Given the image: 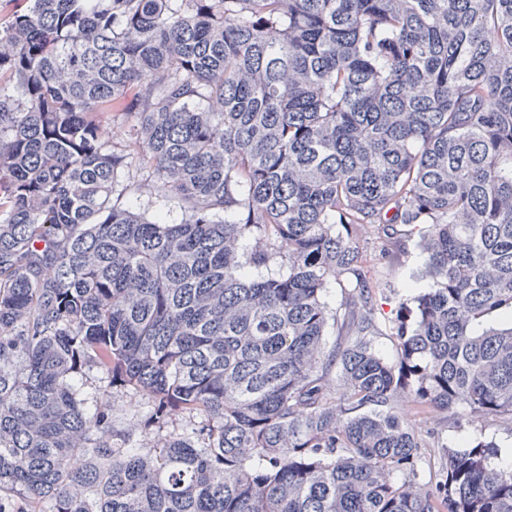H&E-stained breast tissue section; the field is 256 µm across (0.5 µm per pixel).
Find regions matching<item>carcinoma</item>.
<instances>
[{
	"label": "carcinoma",
	"mask_w": 512,
	"mask_h": 512,
	"mask_svg": "<svg viewBox=\"0 0 512 512\" xmlns=\"http://www.w3.org/2000/svg\"><path fill=\"white\" fill-rule=\"evenodd\" d=\"M30 2L0 21V494L512 512V454L405 418L512 432V0ZM405 238L431 284L384 324ZM93 369L150 398L147 442ZM125 207L135 213H140L148 218L154 217L159 212L163 213L167 220L172 223L180 221V211L173 201L166 203L156 202L153 196L143 194L142 196L129 197L124 201Z\"/></svg>",
	"instance_id": "cac0c4a2"
}]
</instances>
